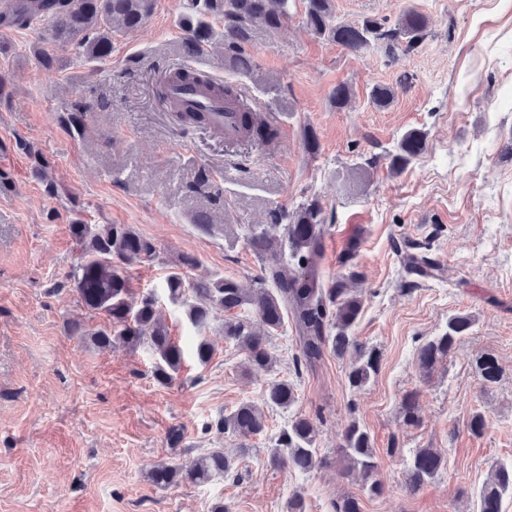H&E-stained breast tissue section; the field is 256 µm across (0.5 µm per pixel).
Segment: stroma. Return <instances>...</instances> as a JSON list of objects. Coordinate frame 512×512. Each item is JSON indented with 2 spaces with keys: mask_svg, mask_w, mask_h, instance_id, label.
<instances>
[{
  "mask_svg": "<svg viewBox=\"0 0 512 512\" xmlns=\"http://www.w3.org/2000/svg\"><path fill=\"white\" fill-rule=\"evenodd\" d=\"M333 5L352 24H392L412 7L427 17V35L390 59L319 39L295 17L276 33L254 30L253 69L241 73L225 64L224 23L212 19L202 70L241 89L275 132L235 148L207 126L179 124L163 101L164 79L184 59L181 0H155L143 26L113 37L104 60L52 48L49 71L37 55L49 46V21L0 31V512H210L219 500L231 512H287L297 495L305 512H329L347 494L363 512H477L494 467L512 462V0ZM340 83L354 92L343 109L330 99ZM377 84L395 90L387 107L370 99ZM82 104L80 135L64 120ZM410 130L424 134L426 150L392 170ZM201 171L209 183L198 187ZM312 198L328 222L323 283L344 275L342 253L357 254L354 334L380 354L363 389L349 387L347 361L330 353L316 370H296L290 321L268 340L273 367L248 370L219 323L196 329L168 298L166 279L185 255L199 262L181 270L187 281L221 274L254 287L263 262L248 228L270 229V210L291 212ZM202 214L211 230L198 226ZM78 222L128 224L154 242L156 255L127 276L137 292L155 294L188 355L175 383L155 381L148 346L91 340L106 318L72 288L80 250L69 227ZM396 239L430 250L437 276L407 275ZM459 314L472 320L468 335L423 372L420 345ZM75 322L83 335L71 333ZM203 339L213 354L200 365L192 353ZM484 354L501 368L489 387L476 368ZM276 380L292 382L297 401L266 408L263 434L211 430L242 402H260ZM409 394L414 426L401 413ZM298 413L315 418L317 446L331 457L350 423L366 429L384 492L370 494L336 464L290 474L270 465L269 448ZM476 414L487 422L480 434L469 429ZM174 428L183 433L177 446ZM215 448L234 458L230 476L168 488L148 478L157 463L189 466ZM419 448L444 451L447 467L410 494L404 475Z\"/></svg>",
  "mask_w": 512,
  "mask_h": 512,
  "instance_id": "obj_1",
  "label": "stroma"
}]
</instances>
